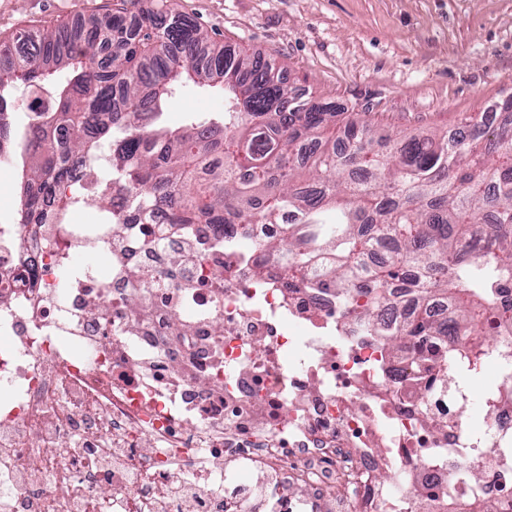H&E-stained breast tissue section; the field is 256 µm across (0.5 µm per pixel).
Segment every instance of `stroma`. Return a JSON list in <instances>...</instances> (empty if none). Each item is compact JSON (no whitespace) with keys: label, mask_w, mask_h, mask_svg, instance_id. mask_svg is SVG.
I'll list each match as a JSON object with an SVG mask.
<instances>
[{"label":"stroma","mask_w":512,"mask_h":512,"mask_svg":"<svg viewBox=\"0 0 512 512\" xmlns=\"http://www.w3.org/2000/svg\"><path fill=\"white\" fill-rule=\"evenodd\" d=\"M108 0H0V36L73 24ZM171 6L218 42L274 61L289 87L359 112L378 136L452 131L463 113L512 94V0H136ZM224 110L183 88L160 123L177 128ZM21 159L0 162V224L20 211Z\"/></svg>","instance_id":"stroma-1"}]
</instances>
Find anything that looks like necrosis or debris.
Wrapping results in <instances>:
<instances>
[{"label": "necrosis or debris", "mask_w": 512, "mask_h": 512, "mask_svg": "<svg viewBox=\"0 0 512 512\" xmlns=\"http://www.w3.org/2000/svg\"><path fill=\"white\" fill-rule=\"evenodd\" d=\"M277 224L0 225V512H512V290L490 304L494 378L365 327V303L287 281ZM96 264L70 271L72 257ZM454 300L393 289L398 328Z\"/></svg>", "instance_id": "obj_1"}]
</instances>
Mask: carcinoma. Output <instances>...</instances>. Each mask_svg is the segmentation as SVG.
I'll return each instance as SVG.
<instances>
[{
    "label": "carcinoma",
    "mask_w": 512,
    "mask_h": 512,
    "mask_svg": "<svg viewBox=\"0 0 512 512\" xmlns=\"http://www.w3.org/2000/svg\"><path fill=\"white\" fill-rule=\"evenodd\" d=\"M1 56L0 160L24 158L20 224L77 203L57 189L103 159L128 205L164 207L173 224H236L245 235L288 214L280 238L258 248L278 253L291 281L366 297L365 317L395 284L457 301V327L420 319L406 337L452 336L512 289V120L466 112L450 134L382 142L351 112L343 139L327 136L336 105L288 89L270 61L214 43L174 9L121 3L74 30L25 28L0 38ZM19 84L50 99L32 108L21 142L6 121ZM188 84L219 89L224 115L150 129ZM382 240L393 254L376 256ZM492 343L478 342L462 369L477 370Z\"/></svg>",
    "instance_id": "obj_1"
}]
</instances>
